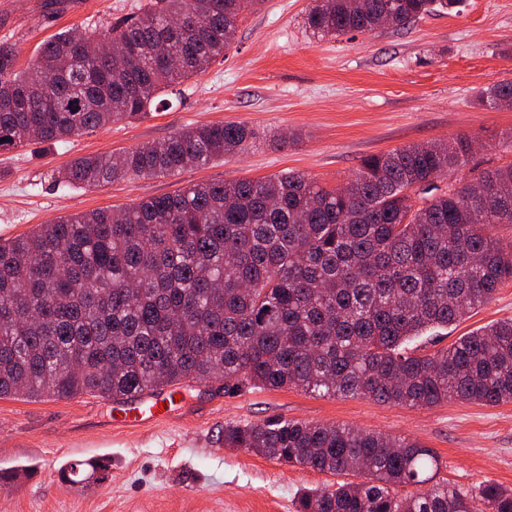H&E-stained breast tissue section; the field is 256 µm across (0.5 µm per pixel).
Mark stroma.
I'll return each instance as SVG.
<instances>
[{"label":"stroma","mask_w":512,"mask_h":512,"mask_svg":"<svg viewBox=\"0 0 512 512\" xmlns=\"http://www.w3.org/2000/svg\"><path fill=\"white\" fill-rule=\"evenodd\" d=\"M50 2L0 0V42L13 46L18 69L31 66L55 34L105 31L142 0H65L57 9ZM308 3L264 0L241 18L224 58L142 118L1 152L0 240L195 183L293 170L336 187L366 156L463 135L476 149L464 167L440 177L439 186L512 164V108L475 101L481 88L512 82V0H462L450 14L326 38L307 29ZM197 123H244L257 138L247 151L203 168L86 188H61L53 179L77 157L161 142ZM292 133L296 143L277 145V137ZM507 317L512 281L416 346L432 353ZM121 416L119 404L91 395L0 398V471L19 473L13 486L0 488V512H297L302 491L335 485L337 476L224 445L225 424L273 419L347 424L406 438L436 452L438 476L451 485L512 488V402L451 400L410 408L295 389L224 391L190 383L167 420L129 426ZM76 460L105 464L103 479L61 482L58 469Z\"/></svg>","instance_id":"stroma-1"}]
</instances>
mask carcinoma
I'll list each match as a JSON object with an SVG mask.
<instances>
[{
    "instance_id": "1",
    "label": "carcinoma",
    "mask_w": 512,
    "mask_h": 512,
    "mask_svg": "<svg viewBox=\"0 0 512 512\" xmlns=\"http://www.w3.org/2000/svg\"><path fill=\"white\" fill-rule=\"evenodd\" d=\"M264 0H147L105 34L62 31L15 68L0 43V151L64 141L139 118L226 55ZM460 0H311L320 37L403 26ZM112 42V60L82 49ZM163 48L160 61L155 50ZM512 82L482 89L498 108ZM241 123L200 124L158 144L75 159L55 181L95 186L202 167L245 152ZM470 140L413 144L362 160L327 188L286 172L194 184L120 210L41 224L0 241V398L119 402L188 379L294 388L410 407L512 401V318L421 354L408 343L456 323L512 280V248L485 227L512 224V166L434 181ZM224 447L319 472L356 473L302 494L300 512H512V490L475 494L438 481L424 445L349 425L294 420L224 426ZM70 464L81 483L103 466ZM430 485L401 495L399 488Z\"/></svg>"
}]
</instances>
